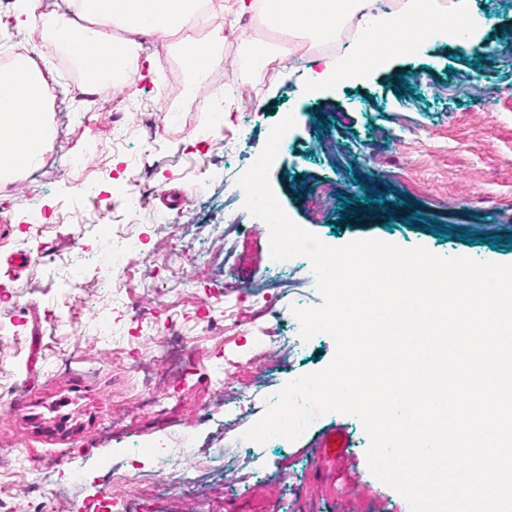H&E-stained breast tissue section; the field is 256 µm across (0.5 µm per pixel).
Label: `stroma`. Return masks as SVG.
Instances as JSON below:
<instances>
[{
	"instance_id": "1",
	"label": "stroma",
	"mask_w": 512,
	"mask_h": 512,
	"mask_svg": "<svg viewBox=\"0 0 512 512\" xmlns=\"http://www.w3.org/2000/svg\"><path fill=\"white\" fill-rule=\"evenodd\" d=\"M469 6L486 18L475 47L433 39L360 81L309 98L299 92L305 66L288 58L285 41L273 42L281 66L230 157L211 151L224 138L213 115L228 117L243 107L207 97L172 40L152 52L139 50L136 75L106 93L142 102L174 75L182 101L202 105V112L181 113L174 126L160 121L162 133L151 143L132 128L118 154L106 120L85 129L53 120L64 130V157L82 161L51 174L41 189L39 203L56 222L36 232L24 221L26 179L11 189L0 184V387L10 392L0 402V449L22 448L29 456L27 468L0 479V499L10 512H33L31 484L47 463L56 473L41 494L58 512H74L103 492L131 495L133 512H342L356 476L363 494L354 512H410L406 499L370 471L369 439L355 417L320 415L297 441L261 449L255 460L224 447L262 416L265 402L252 399L254 388L275 394L334 355L325 334L287 354L272 343L293 321L292 305L321 302L306 265L288 278V311L266 317L261 329L240 337L208 329L202 307L222 308L233 285L242 311H249L254 284L267 278L265 236L244 208L245 193L236 190L229 201L224 186L248 168L281 116L297 108L303 117L270 172L272 189L295 223L334 247L376 238L422 245L443 257L512 264L511 245L487 243L512 233V55L483 59L477 51L478 44L512 39V0H469ZM88 172L102 175L96 189L75 188ZM132 176L149 187L148 200L130 190ZM201 179L209 189L194 224L179 226V200ZM370 186L381 199L373 218L344 215L341 199H364ZM99 195L112 208V223L98 218ZM406 198L416 202L420 223H407ZM386 209L391 219H382ZM73 214L81 228L70 223ZM437 224L465 228L474 240L433 235ZM46 238L55 242V263L11 267L12 255L31 254ZM169 246L176 257L165 255ZM142 249L161 254L155 277L130 266L122 276L123 300L113 299L111 283L98 278L100 262ZM75 290L83 305L105 316L113 339L91 325L74 332L76 317L61 299ZM167 316L178 320L184 339L175 342L168 363L140 371L123 338L142 319ZM238 346L258 351V358L216 387L214 371L225 349ZM185 430L193 435L197 461L187 480L153 456L162 439ZM329 432L337 454L314 470L310 446Z\"/></svg>"
}]
</instances>
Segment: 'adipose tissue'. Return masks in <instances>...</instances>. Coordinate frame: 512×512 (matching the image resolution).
Segmentation results:
<instances>
[{
  "label": "adipose tissue",
  "instance_id": "obj_1",
  "mask_svg": "<svg viewBox=\"0 0 512 512\" xmlns=\"http://www.w3.org/2000/svg\"><path fill=\"white\" fill-rule=\"evenodd\" d=\"M270 25L293 21L297 30L328 38L346 19L358 16L364 32L396 30L413 24L432 9L431 0H406L400 13L372 12L373 0H268ZM85 17L104 21L128 31L147 27L174 32L195 21L201 0H74ZM88 52L79 63L92 82L108 76L112 82L131 79L132 47L86 34ZM409 43L367 46L357 42L348 54L321 59L320 71L314 72L303 86V97L316 95L322 88L342 81L362 78L368 71L382 67L387 60L409 50ZM47 81L43 73L27 63H20L12 80L0 82V155L31 159L35 149L51 138L48 120Z\"/></svg>",
  "mask_w": 512,
  "mask_h": 512
}]
</instances>
